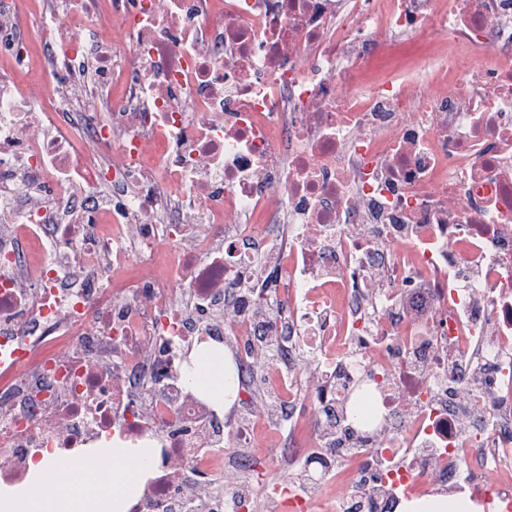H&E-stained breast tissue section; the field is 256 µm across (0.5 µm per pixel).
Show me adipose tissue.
Wrapping results in <instances>:
<instances>
[{
    "instance_id": "ef3b65f1",
    "label": "adipose tissue",
    "mask_w": 512,
    "mask_h": 512,
    "mask_svg": "<svg viewBox=\"0 0 512 512\" xmlns=\"http://www.w3.org/2000/svg\"><path fill=\"white\" fill-rule=\"evenodd\" d=\"M152 457L147 448L91 451L76 461V477L52 497L42 488L57 480L58 467L43 458L33 466L28 485L0 491V512H124L127 493Z\"/></svg>"
}]
</instances>
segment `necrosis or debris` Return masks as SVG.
I'll return each instance as SVG.
<instances>
[{
    "instance_id": "4bbe7bcc",
    "label": "necrosis or debris",
    "mask_w": 512,
    "mask_h": 512,
    "mask_svg": "<svg viewBox=\"0 0 512 512\" xmlns=\"http://www.w3.org/2000/svg\"><path fill=\"white\" fill-rule=\"evenodd\" d=\"M4 12L0 190L21 165L44 193L0 230V486L47 455L150 448L127 512H163L233 446L277 510L341 512L328 483L356 448L354 512L423 490L512 512V0ZM412 41L422 65L361 85ZM268 306L260 372L250 312ZM200 348L224 355L229 413L186 379ZM305 350L309 391L279 373ZM260 386L292 440L236 423ZM465 394L481 421L441 432ZM304 461L316 495L266 475Z\"/></svg>"
}]
</instances>
